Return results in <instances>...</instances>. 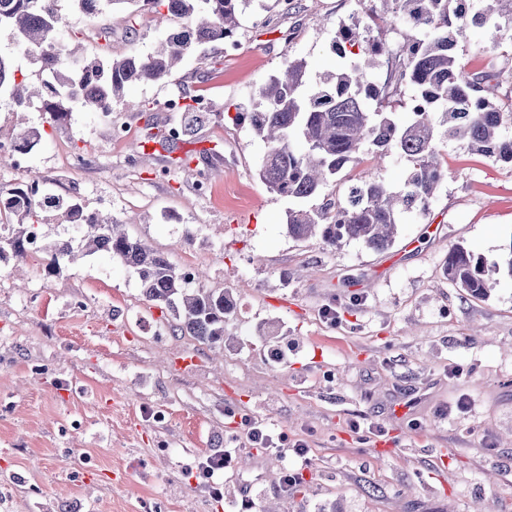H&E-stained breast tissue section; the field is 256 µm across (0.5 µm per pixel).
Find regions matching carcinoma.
I'll return each mask as SVG.
<instances>
[{"instance_id":"obj_1","label":"carcinoma","mask_w":512,"mask_h":512,"mask_svg":"<svg viewBox=\"0 0 512 512\" xmlns=\"http://www.w3.org/2000/svg\"><path fill=\"white\" fill-rule=\"evenodd\" d=\"M58 0H0V32L9 31L17 52L39 60L45 78L27 76L0 54V96L21 110L38 99L50 121L68 116L67 105L94 112L112 111V101H126L137 111L138 100L125 99L134 84L163 83L185 56L207 45L236 38L250 0H73L85 15L103 16L107 4L148 9L163 24L180 26L149 54L112 61H91L79 48L56 39L65 25ZM365 21L339 28L334 51L342 59L332 74L311 79L301 58L284 57L277 74L258 87V104L249 121L265 142L257 176L270 192L295 201L326 195L331 180L352 163L375 165L396 155L408 175L398 190L375 177L345 178L342 195L313 209L291 208L288 236L312 237L332 249L357 241L383 250L394 242L396 228L412 212L426 213L444 180L437 142L447 139L473 153L512 166V99H497L502 77L493 51L474 55L470 66L456 48L466 29L490 32L493 47L512 41V0H370ZM388 24L401 37L400 49L373 36ZM413 89L401 101L406 118L387 110L401 88ZM32 171L14 187L0 190V220L17 227L0 238V254L25 259L27 230L42 221L45 202L25 194ZM50 203L78 214L83 204L76 192L51 191ZM78 247L69 240L42 241L41 261L47 274L82 255L105 251L137 276L145 297L167 309L174 328L211 346L224 343V322L235 309L224 289L189 288L184 276L162 253L125 231V225L97 213L87 214ZM506 268L512 276V246L491 263L456 245L445 259L444 273L473 298L489 292L486 272Z\"/></svg>"}]
</instances>
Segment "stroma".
I'll list each match as a JSON object with an SVG mask.
<instances>
[{
  "label": "stroma",
  "mask_w": 512,
  "mask_h": 512,
  "mask_svg": "<svg viewBox=\"0 0 512 512\" xmlns=\"http://www.w3.org/2000/svg\"><path fill=\"white\" fill-rule=\"evenodd\" d=\"M59 5L61 41L91 58L145 54L165 35L153 13L117 5L109 38L93 41L73 0ZM369 5L292 0L284 11L252 0L265 21L243 18L236 56L216 43L167 83L129 88L147 112L120 101L104 121L76 107L51 127L41 106L0 98V130L44 129L28 166L57 193L76 190L86 209L174 265L196 262L205 287L235 298L219 349L154 338L150 327L170 326V314L106 253L54 276L34 262L24 281L1 275L0 512H237L245 496L253 512H512V275L492 274L476 299L444 274L455 245L489 261L512 249V167L444 142L447 177L428 213L407 216L386 250L351 241L330 251L289 238L288 199L256 176L266 147L249 120L233 118L254 109L258 84L285 56L305 59L314 78L335 71L340 25ZM183 92L208 96L212 116L144 152L147 134L186 122L157 107ZM116 125L130 131L120 145ZM82 144L90 161L70 168ZM186 155L185 169L176 160ZM270 338L276 363L263 356ZM185 355L196 362L178 370ZM246 417L306 441L301 489L281 486L295 464L288 452L247 444ZM224 448L232 460L216 500L198 466Z\"/></svg>",
  "instance_id": "35a3bbf8"
}]
</instances>
